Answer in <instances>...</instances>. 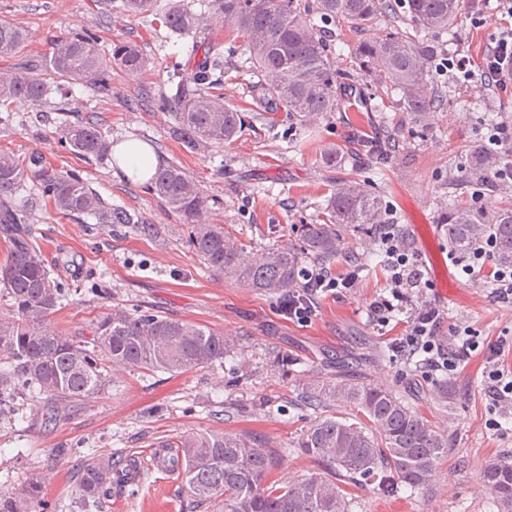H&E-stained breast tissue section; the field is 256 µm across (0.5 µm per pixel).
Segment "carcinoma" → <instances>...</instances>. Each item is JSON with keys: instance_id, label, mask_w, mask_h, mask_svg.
<instances>
[{"instance_id": "1", "label": "carcinoma", "mask_w": 512, "mask_h": 512, "mask_svg": "<svg viewBox=\"0 0 512 512\" xmlns=\"http://www.w3.org/2000/svg\"><path fill=\"white\" fill-rule=\"evenodd\" d=\"M208 9L224 16V26L244 44L246 68L259 82L254 86L255 108L286 112L302 122L314 121L342 105V92L353 90L343 81L327 27L344 23L365 29L376 18L399 19L394 28L362 43L357 60L364 77L394 90L397 105L425 135L442 99L433 87L432 65L439 38L457 20L460 0H211ZM158 0H121V9L145 14ZM164 22L173 32L191 34L203 23L184 0H166ZM28 33L0 20V56L14 54ZM194 92L181 90L156 100L172 112V133L192 150L219 148L249 124L238 109L214 93L224 77V58L215 43L203 40L191 47ZM148 58L131 41H119L110 58L102 55L98 38L90 31L72 32L52 41L44 70L62 81H82L102 94L112 91V68L129 73L146 70ZM48 86L41 74L30 71L0 75V101L35 112L45 103ZM361 147L358 163L376 171L396 143L380 128L370 137L353 134ZM61 143L86 159L105 160L111 143L97 122L61 129ZM503 158L485 144L472 146L461 163L457 180L481 192L486 178ZM31 181L55 210L72 216H92L99 224H133L135 218L107 202L74 171L64 172L39 152L20 161L0 153V228L5 257L0 261V297L11 318L0 320V416L13 411L22 386L58 402L86 400L103 393L111 383L110 370L181 374L224 361L230 352L224 333L194 323L155 314L113 311L96 319L87 336L64 338L46 328L63 297L50 276L40 249L28 241L25 219L10 205L25 181ZM147 189L189 229V244L205 267L241 285L287 301L301 287L306 260L326 265L336 260L342 232L350 229L372 239L387 223L383 197L355 180L336 183L326 200L321 223L300 225L295 242L246 246L207 223L208 199L178 165L157 170ZM441 230L448 248L465 256L486 236L495 238L499 265H512V209L488 210L460 202L448 204ZM301 400L316 410L350 406L374 426L321 416L303 433L295 447L312 458L322 471L284 485L270 482L285 449L272 446L252 433L219 430L189 433L164 444L178 449L176 465L182 490L202 507L222 503V512H349L348 487L375 482L385 493L395 483L419 490L427 486L439 463L448 456V436L393 391L345 380H314L303 385ZM117 474L112 456H94L80 462L75 489L91 507L112 488ZM484 486L497 512H512V463L492 460L482 468ZM44 505L41 479L27 481L23 496L0 493V512H29Z\"/></svg>"}]
</instances>
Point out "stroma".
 <instances>
[{
    "instance_id": "1",
    "label": "stroma",
    "mask_w": 512,
    "mask_h": 512,
    "mask_svg": "<svg viewBox=\"0 0 512 512\" xmlns=\"http://www.w3.org/2000/svg\"><path fill=\"white\" fill-rule=\"evenodd\" d=\"M203 14L201 36L214 38L224 50V78L219 91L227 104L250 112L255 78L241 68L244 48L221 19L209 14L206 0H185ZM120 0H0V20L26 30L28 40L14 56L0 57V71L19 63L43 64L51 39L88 29L104 52L114 43H137L151 61L149 71H112V93L103 95L82 82L61 98L56 78L43 111L13 108L0 124V151L22 158L42 153L58 169L75 170L110 204L136 218L132 224H99L45 206L31 183L14 198L52 277L64 290L50 330L65 336L85 332L99 316L122 309L192 322L224 333L233 342L229 357L202 370L179 375L114 369L110 387L96 398L62 404L49 414L42 399L23 390L13 414L0 418V492H14L31 475L44 486L46 512H84L69 465H52L59 448L80 456L109 455L127 473L102 501L101 512H191L176 470L157 467L170 456V442L191 432L219 429L253 432L285 449L272 480L286 482L314 470L294 443L309 428L314 410L302 405L303 384L317 376L332 377L340 361L351 363L346 379L390 389L424 413L448 437V456L429 486L378 494L371 486L350 488L349 512H492L491 495L480 482L491 460L512 461V415L501 417L484 391L489 363L512 370V303L493 300L482 281L464 274L449 259L448 241L440 229L449 200L512 209V189L481 195L463 185L449 187L471 146L484 142L491 125L512 122V86L483 89L465 80L451 65L456 55L481 62L501 29L512 23L504 11L461 0L457 27L441 37L442 52L434 85L445 100L428 136H418L393 91L372 88L374 108L351 112L340 108L313 123L267 112L236 141L217 150L191 151L172 133L169 112L155 100L171 92L169 75L183 64L192 39L172 32L160 16L119 11ZM395 25L382 17L359 31L334 27L330 42L338 69L359 75L356 49L363 40ZM185 85L192 72L182 71ZM97 120L112 142L138 139L148 143L165 163L182 166L209 200L208 220L254 246L285 243L298 224L318 222L333 186L342 179L359 181L383 195L393 223L402 225L423 280V299L439 310L445 336L469 328L480 346L447 375L417 366L393 352L391 342L414 313L406 306L387 326L367 317L370 302L385 291L382 259L376 243L345 233L341 254L329 266L333 275L362 271L354 288L324 294L307 325L288 321L276 297L215 276L194 255L188 229L145 186L114 176L111 160L95 161L67 151L60 143L64 123ZM385 123L401 141L378 180L346 160L329 167V147L353 149L351 130L371 135ZM506 342L498 358L488 345ZM295 358L294 370L275 364L278 356ZM457 392L453 413L442 412L435 394L440 384Z\"/></svg>"
}]
</instances>
